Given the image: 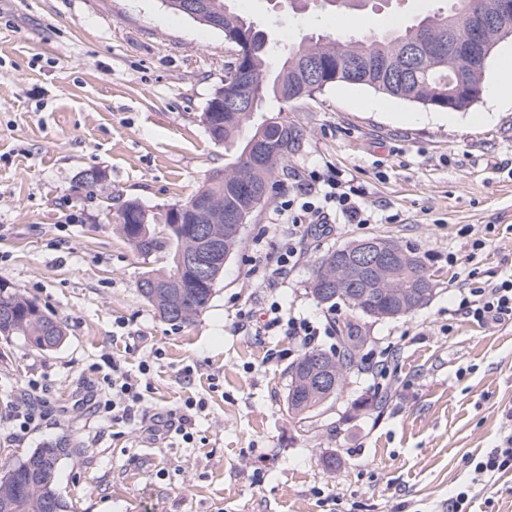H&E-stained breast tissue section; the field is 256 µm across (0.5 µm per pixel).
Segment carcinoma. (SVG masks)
Masks as SVG:
<instances>
[{"mask_svg": "<svg viewBox=\"0 0 512 512\" xmlns=\"http://www.w3.org/2000/svg\"><path fill=\"white\" fill-rule=\"evenodd\" d=\"M224 0V22L221 31L228 35L240 31L253 32L251 47L245 63L248 81L241 93L252 100L248 112L230 114L215 106L211 98L201 114V123L213 127L208 132L210 140L236 150L234 161L213 173L203 185L211 199L215 214L233 215L251 219L253 213L271 196L277 186L276 172L286 167L288 159L299 153L304 145L306 131L288 120V113L281 111L262 116L254 125L252 120L266 96L279 100L288 107L289 99L303 98V74L296 70L300 58L313 52L322 54L334 64L335 82L360 85L401 100L411 97L429 98L435 91L448 87L452 71L436 66L430 59L414 58L411 62L410 80L403 81L394 74L395 61L409 46L431 39L442 47L448 46L446 38L448 16L462 21L473 4L486 6L493 0H447V8L415 19L411 24L382 33H371L356 40H341L318 36L304 39L288 48L280 56L277 70H272L271 49L261 31H252V22L237 14ZM361 58L370 66L357 72L350 61ZM262 142L264 157L252 158L249 146ZM119 231L137 252L148 255L165 252L166 266L145 272L137 287L155 312L165 321L189 323L208 306L213 289L200 283L187 268L179 269L178 258L190 253L196 237L192 220L174 224L168 206L146 208L136 199H127L115 212ZM349 246L328 253L316 268L310 281V293L318 303L331 308L336 301L345 303L357 314L375 318L388 311L394 297L378 294L371 299L345 285V278L336 276L338 268L347 261ZM179 280V287L172 294L151 293L146 285L159 279ZM55 322L56 336L43 340L44 324ZM0 337L8 340L21 337L32 347L52 351L65 339L60 321L39 309L38 304L21 291L0 283ZM341 349L327 353L310 349L302 353L289 366L287 404L293 417L304 420L312 417L321 405L335 398L343 389L357 360L365 337L348 326L339 337ZM327 375L335 381L334 387L317 388L307 382L310 376ZM80 449L67 437L41 444L24 458L12 463L5 472L11 475L7 494H0V512H73V506L56 490V475L62 459L76 455Z\"/></svg>", "mask_w": 512, "mask_h": 512, "instance_id": "obj_1", "label": "carcinoma"}]
</instances>
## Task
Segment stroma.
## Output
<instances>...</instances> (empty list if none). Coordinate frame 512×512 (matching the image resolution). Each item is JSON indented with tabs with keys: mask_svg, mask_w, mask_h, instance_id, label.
Listing matches in <instances>:
<instances>
[{
	"mask_svg": "<svg viewBox=\"0 0 512 512\" xmlns=\"http://www.w3.org/2000/svg\"><path fill=\"white\" fill-rule=\"evenodd\" d=\"M443 5L390 0L356 27L331 12L288 14L276 0L232 3L278 52L312 34L398 28ZM233 50L162 0H0V283L65 330L51 352L0 339V466L71 437L80 452L61 462L57 490L74 512H446L464 488L470 512H512V470L472 481L475 458L512 431V320L484 325L457 310L472 238L489 239L483 279L512 274V108L493 110L489 94L512 39L492 50L486 92L462 112L346 83L289 103L306 131L302 151L245 224L207 308L171 323L137 288L164 255L134 251L108 206L186 200L232 161L200 115ZM317 167L366 187L372 221L305 235L299 263L268 287L249 272L256 247L281 246V204ZM89 170L105 175L91 199L76 184ZM368 237L417 250L435 281L427 304L377 319L312 297L318 263ZM274 301L352 325L368 363L389 351L391 376L351 372L314 417L292 418L295 344L245 317ZM116 361L133 373L149 364L150 411L205 400L191 440L94 412L91 396ZM33 386L41 400L23 431L20 394Z\"/></svg>",
	"mask_w": 512,
	"mask_h": 512,
	"instance_id": "stroma-1",
	"label": "stroma"
}]
</instances>
